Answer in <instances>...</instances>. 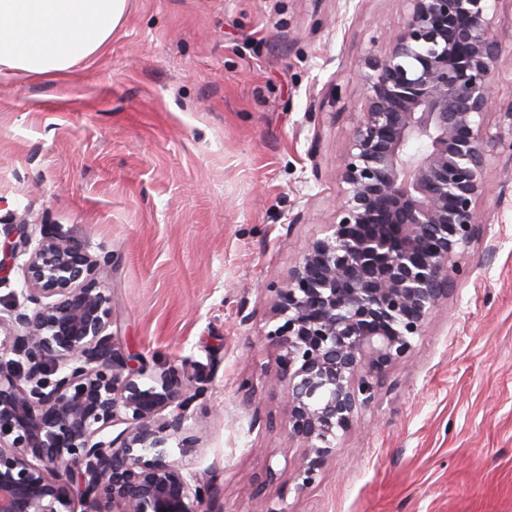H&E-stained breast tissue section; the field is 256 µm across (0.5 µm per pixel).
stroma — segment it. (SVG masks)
<instances>
[{
	"mask_svg": "<svg viewBox=\"0 0 512 512\" xmlns=\"http://www.w3.org/2000/svg\"><path fill=\"white\" fill-rule=\"evenodd\" d=\"M512 99V0H488ZM404 0H127L69 79L0 78V225L85 244L114 341L148 375L208 370L195 470L211 512H512V151L412 358L297 491L272 286L335 221L339 170ZM250 390H241L242 379ZM274 479H267V469Z\"/></svg>",
	"mask_w": 512,
	"mask_h": 512,
	"instance_id": "35a3bbf8",
	"label": "stroma"
}]
</instances>
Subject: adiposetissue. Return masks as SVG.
I'll use <instances>...</instances> for the list:
<instances>
[{
  "label": "adipose tissue",
  "mask_w": 512,
  "mask_h": 512,
  "mask_svg": "<svg viewBox=\"0 0 512 512\" xmlns=\"http://www.w3.org/2000/svg\"><path fill=\"white\" fill-rule=\"evenodd\" d=\"M127 0H0V74L68 76L100 54Z\"/></svg>",
  "instance_id": "ef3b65f1"
}]
</instances>
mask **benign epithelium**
Masks as SVG:
<instances>
[{"mask_svg": "<svg viewBox=\"0 0 512 512\" xmlns=\"http://www.w3.org/2000/svg\"><path fill=\"white\" fill-rule=\"evenodd\" d=\"M404 2V27L358 69L365 99L336 221L270 289L281 321L266 336L280 351L272 383L285 388L288 438L305 444L299 491L411 358L483 223L492 152L512 150L483 121L496 107L512 132L487 0ZM0 233V278L27 256L24 302L0 316V512H206L212 485L189 463L207 375L168 367L143 385L145 366L109 332L112 296L85 245L53 233L34 245L24 219Z\"/></svg>", "mask_w": 512, "mask_h": 512, "instance_id": "benign-epithelium-1", "label": "benign epithelium"}]
</instances>
